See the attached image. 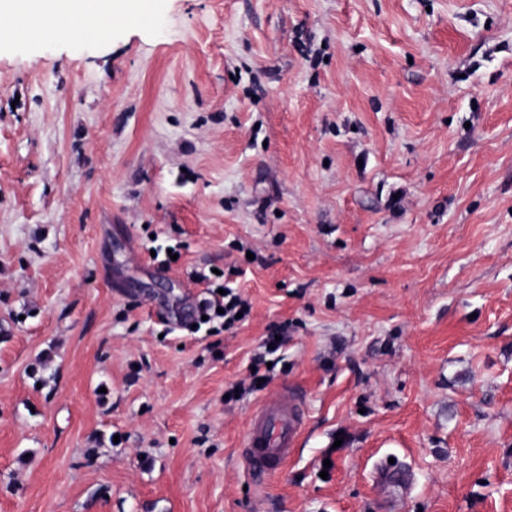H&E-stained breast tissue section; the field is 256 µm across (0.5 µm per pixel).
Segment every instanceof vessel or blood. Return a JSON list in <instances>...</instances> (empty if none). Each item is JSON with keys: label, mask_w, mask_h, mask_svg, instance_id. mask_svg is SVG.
<instances>
[{"label": "vessel or blood", "mask_w": 512, "mask_h": 512, "mask_svg": "<svg viewBox=\"0 0 512 512\" xmlns=\"http://www.w3.org/2000/svg\"><path fill=\"white\" fill-rule=\"evenodd\" d=\"M303 423V402L291 389L267 399L253 410L242 455L254 477L272 473L288 459Z\"/></svg>", "instance_id": "b4317fda"}]
</instances>
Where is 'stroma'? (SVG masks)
I'll use <instances>...</instances> for the list:
<instances>
[{
	"label": "stroma",
	"mask_w": 512,
	"mask_h": 512,
	"mask_svg": "<svg viewBox=\"0 0 512 512\" xmlns=\"http://www.w3.org/2000/svg\"><path fill=\"white\" fill-rule=\"evenodd\" d=\"M211 267L251 305L217 336ZM284 387L298 446L256 479ZM0 512H512V0H147L1 43ZM275 336H280V340H275ZM285 339V336L278 335L272 333L270 336H266L263 342V348L265 349V353H275L277 352ZM270 344H273V347H270ZM265 353H260L252 358L249 365L250 377L252 379L251 384L254 388L262 389L268 383V377L265 374H260V366L265 364ZM251 366L255 367V371H252ZM265 378V382L260 383V387H257L258 379ZM304 418L302 399L289 387L253 410L242 455L255 478L272 473L288 459Z\"/></svg>",
	"instance_id": "35a3bbf8"
}]
</instances>
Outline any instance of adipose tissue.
Returning <instances> with one entry per match:
<instances>
[{"label":"adipose tissue","instance_id":"adipose-tissue-1","mask_svg":"<svg viewBox=\"0 0 512 512\" xmlns=\"http://www.w3.org/2000/svg\"><path fill=\"white\" fill-rule=\"evenodd\" d=\"M127 0H51L47 12H39L33 0H0V32L35 36L45 19L62 30L93 34L106 20L123 17Z\"/></svg>","mask_w":512,"mask_h":512}]
</instances>
